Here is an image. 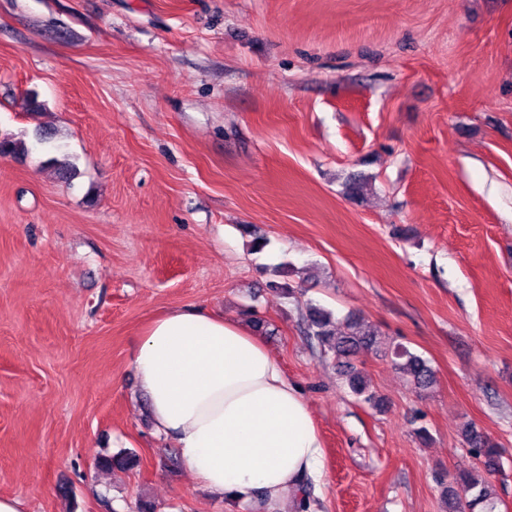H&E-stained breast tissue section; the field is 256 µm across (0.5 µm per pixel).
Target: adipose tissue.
Instances as JSON below:
<instances>
[{
  "label": "adipose tissue",
  "instance_id": "ef3b65f1",
  "mask_svg": "<svg viewBox=\"0 0 512 512\" xmlns=\"http://www.w3.org/2000/svg\"><path fill=\"white\" fill-rule=\"evenodd\" d=\"M134 368L187 470L242 512H280L320 480L323 445L300 386L240 322L169 310L144 329Z\"/></svg>",
  "mask_w": 512,
  "mask_h": 512
}]
</instances>
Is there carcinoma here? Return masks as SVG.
Listing matches in <instances>:
<instances>
[{"label":"carcinoma","mask_w":512,"mask_h":512,"mask_svg":"<svg viewBox=\"0 0 512 512\" xmlns=\"http://www.w3.org/2000/svg\"><path fill=\"white\" fill-rule=\"evenodd\" d=\"M302 321L307 336L327 348L351 391L363 397L364 402L379 406L380 399L369 388L363 372L354 363L362 352L381 351L375 331L363 319L348 315L343 319V331L339 332L332 313L313 305L306 308ZM389 352L411 389L421 393L434 387L435 372L425 359L401 344L389 349ZM463 439L473 457L479 460V466L458 471L455 476L456 488L448 493V512H495L499 497L497 487L488 479V475L500 467L502 449L471 425L465 429Z\"/></svg>","instance_id":"1"}]
</instances>
